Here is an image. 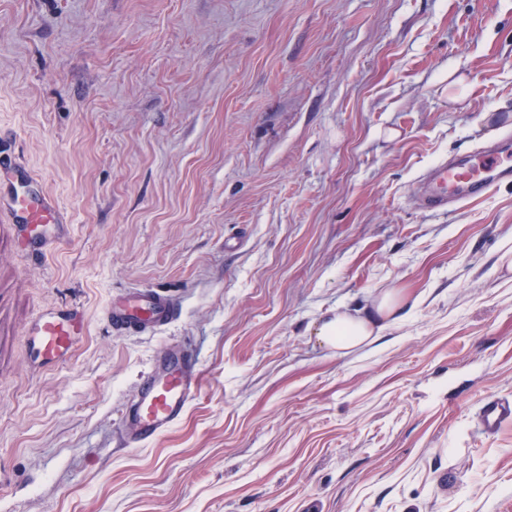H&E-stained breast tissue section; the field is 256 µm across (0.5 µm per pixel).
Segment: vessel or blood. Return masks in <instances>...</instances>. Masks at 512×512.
Wrapping results in <instances>:
<instances>
[{"mask_svg": "<svg viewBox=\"0 0 512 512\" xmlns=\"http://www.w3.org/2000/svg\"><path fill=\"white\" fill-rule=\"evenodd\" d=\"M512 182V132L503 131L490 144L443 160L421 174L412 192L429 210L472 201L491 188ZM0 208L7 210L24 247L43 251L69 235V219L40 180L23 164L0 158ZM178 297L154 288H130L106 308L113 329L138 334L155 333L174 322ZM84 318L72 305L44 313L33 329V344L44 366H57L71 355L84 333ZM200 371L187 348L162 350L153 367L138 383L134 399L122 413L124 441L142 446L171 430L195 398ZM512 421V401L488 398L481 423L489 430Z\"/></svg>", "mask_w": 512, "mask_h": 512, "instance_id": "obj_1", "label": "vessel or blood"}]
</instances>
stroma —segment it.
Here are the masks:
<instances>
[{"label":"stroma","mask_w":512,"mask_h":512,"mask_svg":"<svg viewBox=\"0 0 512 512\" xmlns=\"http://www.w3.org/2000/svg\"><path fill=\"white\" fill-rule=\"evenodd\" d=\"M512 129V0H0V146L71 219L39 257L0 216V512H502L512 501V184L448 214L410 189ZM403 285L345 355L309 329ZM178 321L113 332L128 288ZM84 310L36 371L46 309ZM199 391L140 448L160 349ZM200 371L186 347L162 350L138 383L134 399L122 413L124 441L143 446L171 430L195 398ZM512 420V401L488 398L481 410V423L488 430H498Z\"/></svg>","instance_id":"1"}]
</instances>
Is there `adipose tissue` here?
Wrapping results in <instances>:
<instances>
[{"instance_id": "obj_1", "label": "adipose tissue", "mask_w": 512, "mask_h": 512, "mask_svg": "<svg viewBox=\"0 0 512 512\" xmlns=\"http://www.w3.org/2000/svg\"><path fill=\"white\" fill-rule=\"evenodd\" d=\"M419 302V297L405 289L385 290L371 305L321 318L314 331L315 340L338 354L374 342L391 325L406 319Z\"/></svg>"}]
</instances>
